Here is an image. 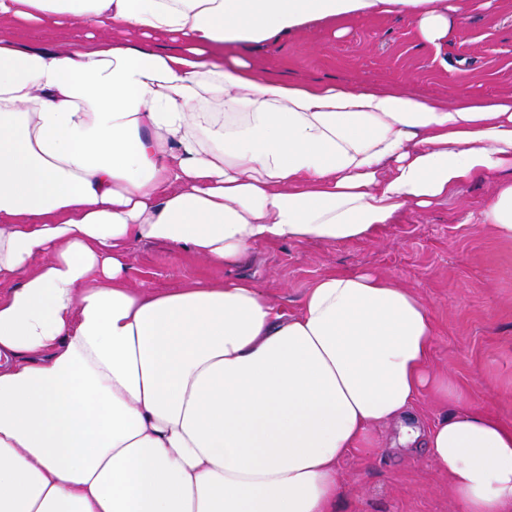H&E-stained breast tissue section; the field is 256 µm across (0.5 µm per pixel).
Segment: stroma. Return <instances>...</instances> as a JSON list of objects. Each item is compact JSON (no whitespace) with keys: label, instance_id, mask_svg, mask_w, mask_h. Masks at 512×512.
<instances>
[{"label":"stroma","instance_id":"1","mask_svg":"<svg viewBox=\"0 0 512 512\" xmlns=\"http://www.w3.org/2000/svg\"><path fill=\"white\" fill-rule=\"evenodd\" d=\"M440 46L393 15L354 14L338 27L311 22L249 47L259 70L344 87H399L443 98L512 93V0H461ZM492 183L462 184L433 208L405 209L373 237L336 244L291 242L254 249L238 266L211 270L157 242L132 247L129 279L176 288L200 277L243 276L288 311L322 275L374 271L418 295L433 328L431 370L488 414L512 422V239L480 223ZM371 450L340 464L334 512H459L446 478L395 427L374 430Z\"/></svg>","mask_w":512,"mask_h":512}]
</instances>
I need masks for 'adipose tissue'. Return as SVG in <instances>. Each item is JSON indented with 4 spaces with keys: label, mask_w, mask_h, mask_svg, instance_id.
<instances>
[{
    "label": "adipose tissue",
    "mask_w": 512,
    "mask_h": 512,
    "mask_svg": "<svg viewBox=\"0 0 512 512\" xmlns=\"http://www.w3.org/2000/svg\"><path fill=\"white\" fill-rule=\"evenodd\" d=\"M451 9L0 0V512H334L341 461L392 423L460 512H512V424L432 374L427 310L392 279L323 275L288 314L246 278L128 277L135 242L232 267L494 176L482 221L512 239V94L288 81L238 52L357 12L436 45ZM63 18L95 31L66 49L14 33ZM428 387L452 410L425 427Z\"/></svg>",
    "instance_id": "ef3b65f1"
}]
</instances>
